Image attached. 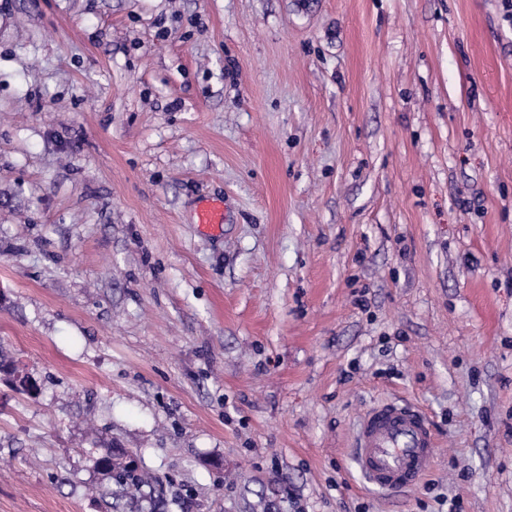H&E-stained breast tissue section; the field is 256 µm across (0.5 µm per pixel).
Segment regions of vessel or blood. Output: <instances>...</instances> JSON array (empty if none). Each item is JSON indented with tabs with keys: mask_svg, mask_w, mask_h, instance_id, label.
Returning a JSON list of instances; mask_svg holds the SVG:
<instances>
[{
	"mask_svg": "<svg viewBox=\"0 0 512 512\" xmlns=\"http://www.w3.org/2000/svg\"><path fill=\"white\" fill-rule=\"evenodd\" d=\"M197 222L210 235L223 232L224 204L202 199ZM436 438L428 418L394 400L372 406L360 419L352 454L372 488L399 495L414 488L434 466Z\"/></svg>",
	"mask_w": 512,
	"mask_h": 512,
	"instance_id": "vessel-or-blood-1",
	"label": "vessel or blood"
}]
</instances>
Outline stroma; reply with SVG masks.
Returning <instances> with one entry per match:
<instances>
[{"mask_svg": "<svg viewBox=\"0 0 512 512\" xmlns=\"http://www.w3.org/2000/svg\"><path fill=\"white\" fill-rule=\"evenodd\" d=\"M0 354V512H512V0H0ZM197 224L209 235H220L223 232L224 204L214 198H204L197 209ZM436 445L428 418L391 400L362 416L352 454L364 481L392 496L414 488L433 468ZM114 455H107L97 458L95 467L102 471L107 478L113 479L115 484L122 487L129 499H134L135 494L139 497L143 494V487H153L146 478L138 472L133 464L123 465L118 462Z\"/></svg>", "mask_w": 512, "mask_h": 512, "instance_id": "obj_1", "label": "stroma"}]
</instances>
